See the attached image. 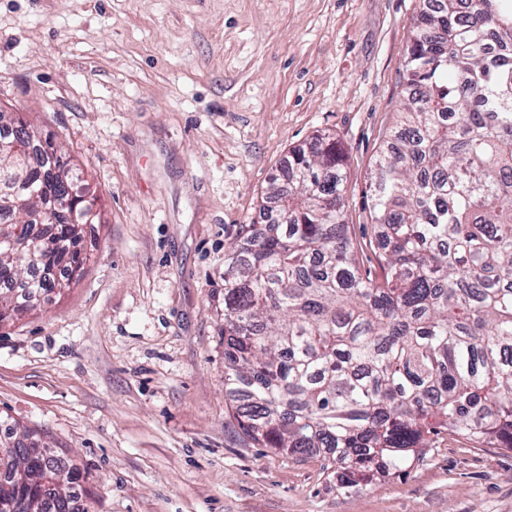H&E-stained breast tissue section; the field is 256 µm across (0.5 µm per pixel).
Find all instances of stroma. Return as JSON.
Returning a JSON list of instances; mask_svg holds the SVG:
<instances>
[{"label": "stroma", "mask_w": 512, "mask_h": 512, "mask_svg": "<svg viewBox=\"0 0 512 512\" xmlns=\"http://www.w3.org/2000/svg\"><path fill=\"white\" fill-rule=\"evenodd\" d=\"M420 0H0V110L84 173L81 279L0 327V414L79 470L88 512H512V450L442 435L343 490L257 448L224 394V249L290 152L330 136L372 265L374 164Z\"/></svg>", "instance_id": "1"}]
</instances>
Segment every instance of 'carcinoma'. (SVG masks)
<instances>
[{
  "mask_svg": "<svg viewBox=\"0 0 512 512\" xmlns=\"http://www.w3.org/2000/svg\"><path fill=\"white\" fill-rule=\"evenodd\" d=\"M395 146L376 161L377 265L344 224L335 140L292 151L266 224L224 253V390L253 444L344 468L342 488L399 476L442 432L512 449V0H422ZM0 137V234L30 240L50 287L0 246V326L63 293L83 266V172L19 113ZM27 190L20 207L9 189ZM67 202L55 224L39 199ZM0 416V492L21 512H73L78 477Z\"/></svg>",
  "mask_w": 512,
  "mask_h": 512,
  "instance_id": "carcinoma-1",
  "label": "carcinoma"
}]
</instances>
